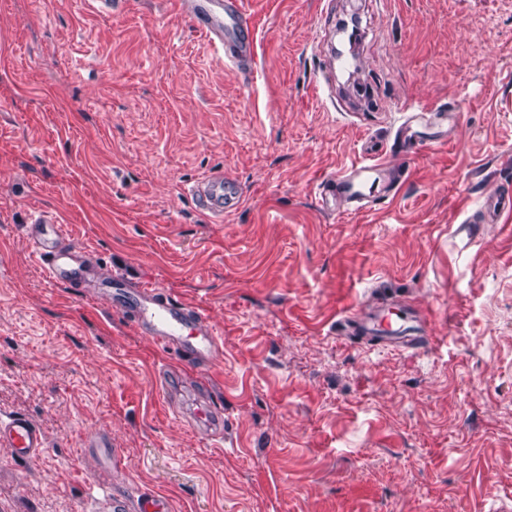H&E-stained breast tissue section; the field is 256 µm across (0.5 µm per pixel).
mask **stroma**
Here are the masks:
<instances>
[{
    "mask_svg": "<svg viewBox=\"0 0 512 512\" xmlns=\"http://www.w3.org/2000/svg\"><path fill=\"white\" fill-rule=\"evenodd\" d=\"M257 72L227 67L169 0H0V512H512V0H250ZM360 13L355 95L317 34ZM399 175L325 212L318 182ZM220 169L240 208L188 189ZM58 213L84 267L46 276ZM203 308L223 338L187 366L116 308L111 279ZM386 307L377 339L351 309ZM429 313L427 349L393 329ZM224 418V444L194 430ZM112 445L111 463L87 446ZM46 213L34 217L29 225L28 235L34 252L44 263L48 278L54 282H64L73 278L76 267L73 265L71 245H66V230L63 224ZM0 444L13 448L15 454L28 459L37 455L44 446L40 429L21 416L0 417Z\"/></svg>",
    "mask_w": 512,
    "mask_h": 512,
    "instance_id": "1",
    "label": "stroma"
}]
</instances>
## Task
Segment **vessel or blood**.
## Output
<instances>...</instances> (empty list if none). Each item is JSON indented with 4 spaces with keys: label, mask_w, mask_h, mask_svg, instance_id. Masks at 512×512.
<instances>
[{
    "label": "vessel or blood",
    "mask_w": 512,
    "mask_h": 512,
    "mask_svg": "<svg viewBox=\"0 0 512 512\" xmlns=\"http://www.w3.org/2000/svg\"><path fill=\"white\" fill-rule=\"evenodd\" d=\"M189 25L220 52L225 63L243 76H252L256 65V31L246 0H175ZM385 167L384 162H360L341 174L324 178L318 185L322 203L347 202L355 209L368 208L371 194ZM197 206L214 221L238 209L243 196L223 172L208 173L191 189ZM28 235L50 280L73 278V248L66 243L64 225L41 213L34 217ZM137 323L156 342L171 348L186 364L213 359L220 338L205 310L173 299L161 289L142 285L136 290ZM0 445L12 448L23 459L37 455L44 446L40 429L21 416L0 417Z\"/></svg>",
    "instance_id": "1"
}]
</instances>
